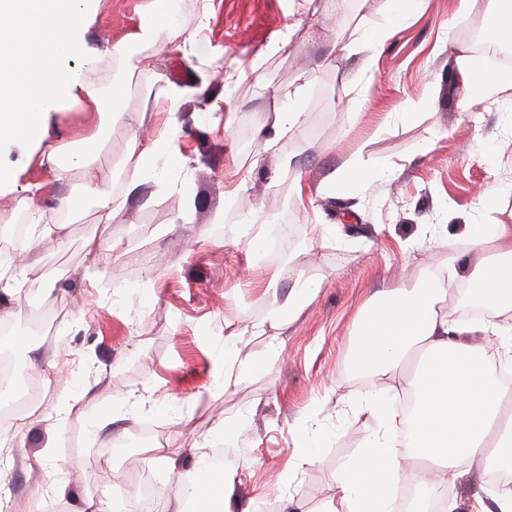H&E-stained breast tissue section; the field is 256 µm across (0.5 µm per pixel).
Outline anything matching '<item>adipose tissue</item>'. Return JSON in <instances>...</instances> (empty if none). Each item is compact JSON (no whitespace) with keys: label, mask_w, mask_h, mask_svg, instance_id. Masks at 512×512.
Masks as SVG:
<instances>
[{"label":"adipose tissue","mask_w":512,"mask_h":512,"mask_svg":"<svg viewBox=\"0 0 512 512\" xmlns=\"http://www.w3.org/2000/svg\"><path fill=\"white\" fill-rule=\"evenodd\" d=\"M419 0H388L383 23L355 33L354 44L372 48L386 41L391 30L414 13ZM170 8L148 12L129 38L113 44V56H125L131 43L159 39L173 25ZM305 86H298L267 128L268 143L277 146L303 131ZM177 128L165 127L127 156L122 166L131 186L155 180L153 160L169 154ZM476 242L489 243L493 252L479 260L469 274L473 296L492 306L512 307V225L476 224ZM451 286L450 279L435 277L411 290L383 293L366 311L357 331L353 364L378 378L394 375L408 356L422 350L413 381L415 404L410 413L394 408L389 389L369 390L362 411L377 418L381 426L366 448L346 463L338 475V492L325 512H394L393 491L399 483L413 485L416 494L408 512H456L448 488L475 462H492L508 480L495 495L494 506L475 497L470 512H512V387L494 378L487 350L465 344L472 326L449 322L436 305ZM263 324L226 336L218 383L224 389L240 385L256 372L257 363L242 356L249 336L263 334ZM407 430V456L416 467L402 466L391 434L397 426ZM234 495V479L220 468H196L188 494L195 512H226Z\"/></svg>","instance_id":"ef3b65f1"}]
</instances>
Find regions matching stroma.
I'll return each mask as SVG.
<instances>
[{
	"instance_id": "35a3bbf8",
	"label": "stroma",
	"mask_w": 512,
	"mask_h": 512,
	"mask_svg": "<svg viewBox=\"0 0 512 512\" xmlns=\"http://www.w3.org/2000/svg\"><path fill=\"white\" fill-rule=\"evenodd\" d=\"M177 5L176 23L121 64L110 45L157 2L91 0L78 34L88 58L66 62L103 88L124 81L131 122L103 121L76 83L39 142L0 153L17 173L0 187V217H17L18 200L40 187L16 258L20 285L0 297V321L27 319V287L62 311L53 341L13 339L47 389L31 421L0 431V512H42L63 498L70 512L90 499L127 512L140 481L156 474L152 451L128 467L106 457L107 442L149 424L163 454L188 467L198 445L223 444L221 427L237 421L247 428L232 444L231 471L252 512H273L285 498L297 512H324L341 466L379 428L357 410L374 379L350 366L362 308L378 293L419 287L450 267L465 272L489 255L472 243L470 225L512 224V193L500 191L512 182V91L474 97L463 75L475 56L465 34L493 19V0H422L378 50L349 53L341 44L355 28L382 23L386 0ZM191 34L206 51L188 58L179 47ZM303 82L304 136L268 149L260 128ZM170 85L186 92L171 115L157 99ZM354 99L359 107L349 108ZM168 122L179 136L177 160L156 162L166 188L130 189L120 161L133 139L156 137ZM92 141L94 165L112 170V193L125 202L110 218L88 199L61 211L59 196L83 171L71 167L62 183L43 160L51 147L69 165ZM353 163L377 180L337 193V176ZM239 183V211L224 212L225 190ZM246 213L256 224H243ZM284 217L301 230L295 246L252 248ZM47 222L59 223L56 235H42ZM104 222L109 240L87 251ZM306 279L320 283L310 303L287 326L246 341L264 370L217 387L225 336L263 320ZM304 441L316 446L313 463L298 456Z\"/></svg>"
}]
</instances>
